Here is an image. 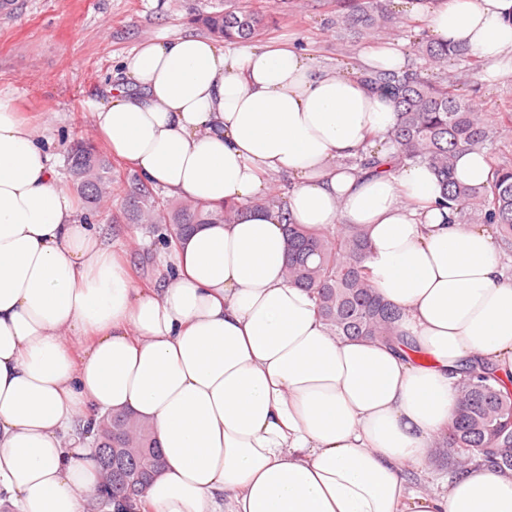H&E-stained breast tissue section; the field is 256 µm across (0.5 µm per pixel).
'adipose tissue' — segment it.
Wrapping results in <instances>:
<instances>
[{
  "instance_id": "1",
  "label": "adipose tissue",
  "mask_w": 512,
  "mask_h": 512,
  "mask_svg": "<svg viewBox=\"0 0 512 512\" xmlns=\"http://www.w3.org/2000/svg\"><path fill=\"white\" fill-rule=\"evenodd\" d=\"M434 38L512 71V0H426ZM293 44L150 41L95 104L100 143L141 179L247 207L162 248L155 287L86 223L52 154L0 96V512H86L101 489L79 434L150 424L165 459L133 512H512V474L416 485L471 359L512 376V266L484 224L447 223L424 164L389 158L392 99L361 68ZM288 177L282 210L257 201ZM362 224L373 285L411 352L332 336L284 275L286 223Z\"/></svg>"
}]
</instances>
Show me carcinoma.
Returning a JSON list of instances; mask_svg holds the SVG:
<instances>
[{
    "mask_svg": "<svg viewBox=\"0 0 512 512\" xmlns=\"http://www.w3.org/2000/svg\"><path fill=\"white\" fill-rule=\"evenodd\" d=\"M275 12L269 5L230 6L202 12L196 25L222 41L247 40L267 31ZM395 14L386 0H343L336 4V32L390 29ZM420 63L402 71L370 70L364 81L395 100L397 123L391 132L393 166L424 163L438 179L439 206L455 216L457 224H489L505 255H512V158L501 149L500 139L512 135V113L481 111L468 93L480 64L470 51L439 41L414 43ZM432 72L436 78L427 76ZM461 152L486 157L492 179L474 187L454 177ZM73 187L90 211L112 203V163L100 150L76 142L67 150ZM287 188L278 184L255 206L273 210L284 205ZM132 221L152 230H163V239H179L199 224L233 223L244 207L182 199L175 204L157 200L148 184L137 187L128 201ZM286 276L289 282L312 290L318 313L339 338H369L386 344L407 345L399 330V309L373 287L366 266L368 233L362 224H341L336 229L311 230L288 223ZM95 454L104 478V491L91 504V512L114 500L144 497L151 480L164 467V458L151 427L128 413L106 415L92 435ZM436 447L448 460L452 476L481 458L499 471H512V388L487 365H471L459 384L457 405L448 431Z\"/></svg>",
    "mask_w": 512,
    "mask_h": 512,
    "instance_id": "obj_1",
    "label": "carcinoma"
}]
</instances>
